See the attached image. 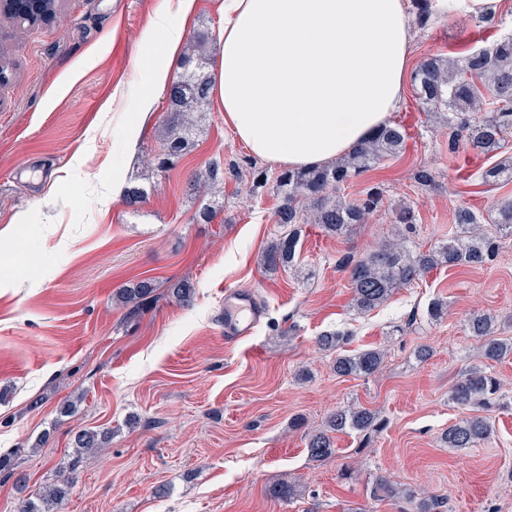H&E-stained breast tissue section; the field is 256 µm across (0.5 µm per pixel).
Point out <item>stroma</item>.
<instances>
[{
    "label": "stroma",
    "mask_w": 512,
    "mask_h": 512,
    "mask_svg": "<svg viewBox=\"0 0 512 512\" xmlns=\"http://www.w3.org/2000/svg\"><path fill=\"white\" fill-rule=\"evenodd\" d=\"M162 0H57L54 17L27 28L0 18V453L16 451L28 491L74 467L69 496L53 512H415L405 499L371 500L377 477L447 500L448 512H512V355L489 363L501 383L485 414L489 439L455 451L440 439L472 410L450 398L478 364L466 328L475 313L496 317L512 336V239L481 267H438L374 311L351 306L346 255L374 249L394 209L416 205L411 235L425 250L455 229L459 207L487 216L512 199V183L485 191L486 158L450 153L448 133L426 123L413 88L393 121L406 128L403 154L381 161L341 190L350 200L381 188V208L341 237L305 225L298 271L267 273L260 257L275 237L277 197H249L235 164L248 147L210 106L194 149L154 170L167 96L159 94L136 138L128 120L146 82V33ZM512 30V9L479 24L470 16L412 23L413 60L460 57ZM224 165L222 206L211 222L189 182L207 162ZM433 170L428 189L419 167ZM145 188L129 205L114 182ZM154 278L158 299L139 316L114 300ZM189 280L191 305L167 297ZM253 292L263 317L249 338L224 341V293ZM446 300L441 320L429 303ZM348 332L346 351L386 353L369 377L337 376L320 350L325 330ZM429 346V359L417 355ZM73 400L75 409L60 406ZM378 411L371 437L341 434L337 451L310 460L304 436L337 408ZM109 428L104 448L72 460L82 429ZM293 481V497L273 496ZM23 490V491H26ZM22 490L0 480V512H16Z\"/></svg>",
    "instance_id": "1"
}]
</instances>
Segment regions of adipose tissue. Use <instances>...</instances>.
Wrapping results in <instances>:
<instances>
[{
  "mask_svg": "<svg viewBox=\"0 0 512 512\" xmlns=\"http://www.w3.org/2000/svg\"><path fill=\"white\" fill-rule=\"evenodd\" d=\"M194 0H162L139 109L169 81ZM413 0H222L211 96L257 158L329 165L403 103Z\"/></svg>",
  "mask_w": 512,
  "mask_h": 512,
  "instance_id": "obj_1",
  "label": "adipose tissue"
}]
</instances>
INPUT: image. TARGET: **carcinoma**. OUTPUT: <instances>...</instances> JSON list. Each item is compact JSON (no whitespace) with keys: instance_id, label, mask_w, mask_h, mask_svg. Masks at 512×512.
Masks as SVG:
<instances>
[{"instance_id":"carcinoma-1","label":"carcinoma","mask_w":512,"mask_h":512,"mask_svg":"<svg viewBox=\"0 0 512 512\" xmlns=\"http://www.w3.org/2000/svg\"><path fill=\"white\" fill-rule=\"evenodd\" d=\"M214 34L198 30L189 37V47L180 59V71L168 88L167 118L161 153L156 166L164 169L187 152L192 144L198 118L210 105L212 46ZM419 109L430 122L442 121L448 126V149L454 153L470 148L483 154H497L512 135V34L495 43L448 60L441 54L423 57L411 76ZM406 134L396 123H388L357 144L343 159L333 165L308 169H286L274 179L250 159L244 160L249 195L269 189L280 199L275 216L282 227L264 249L261 264L267 271L277 272L295 266L300 226L317 224L326 233L340 236L354 224H364L378 209L382 193L371 190L365 197L351 201L337 194L338 188L353 177L366 172L405 148ZM206 179L196 180L199 193L212 195L224 184V163L211 159ZM481 182L499 186L512 182V160H502L480 172ZM502 238L512 239V200L501 203L495 215L489 216ZM416 223L415 209L403 204L395 209L394 224L387 237L375 249L358 258L350 257L344 267L349 270L352 308L370 312L383 305L395 291L406 288L427 272L441 266L476 267L492 260L498 250L497 239L487 235L482 219L468 208L455 212L456 230L448 240L427 251L409 247L406 233ZM157 287L150 278L123 288L117 300L138 315L156 299ZM180 304L192 302L194 289L187 280L168 289ZM471 335L480 340L478 357L499 361L512 354V340L497 337L496 318L476 313L468 321ZM346 334L325 331L316 343L323 351L334 352L333 370L339 376H371L381 368L385 354L373 347L355 354L340 353ZM501 388L500 381L482 366H473L453 386L451 399L459 406H487ZM381 427L378 413L351 405L333 412L324 429L309 435L307 450L311 459L322 461L336 452L333 434H363ZM492 427L485 416L473 415L456 423L441 435L450 448H474L487 439ZM112 436V430H81L74 436V454L100 448ZM73 486L71 474L61 473L57 479L22 500L19 512H47L46 506L61 503ZM400 495L387 479L379 477L370 491L372 500L381 502Z\"/></svg>"}]
</instances>
